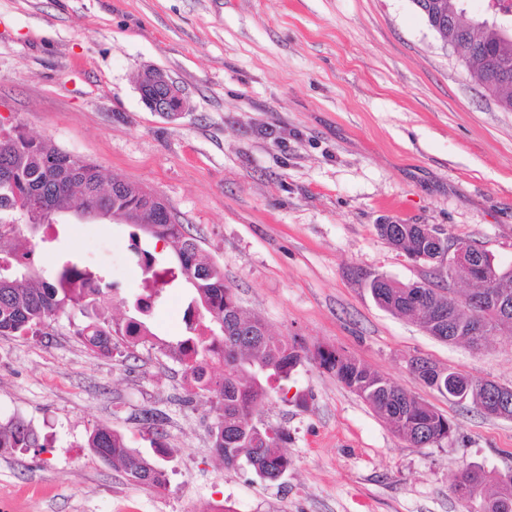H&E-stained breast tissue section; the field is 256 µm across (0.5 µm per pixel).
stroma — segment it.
<instances>
[{
    "label": "stroma",
    "instance_id": "1",
    "mask_svg": "<svg viewBox=\"0 0 512 512\" xmlns=\"http://www.w3.org/2000/svg\"><path fill=\"white\" fill-rule=\"evenodd\" d=\"M184 89L188 112L148 111L146 66ZM21 127L104 173L163 197L224 269L243 311L278 336L321 346L391 378L453 424L415 447L335 375L300 365L259 416L284 432L278 482L225 468L211 448L208 394L150 346L103 357L72 312L40 336H0V422L20 418L38 451L0 448V512H465L454 493L471 463L512 471V420L459 405L410 371L442 368L512 386V339L481 351L379 307L364 285L428 268L395 251L381 224H427L478 242L512 267V112L468 80L412 0H0V129ZM125 224L78 220L34 238L36 268L66 254L103 268L107 312L133 316L144 273ZM192 293L176 280L147 318L166 341ZM161 413L150 431L143 410ZM97 427L168 473L131 483L86 446Z\"/></svg>",
    "mask_w": 512,
    "mask_h": 512
}]
</instances>
